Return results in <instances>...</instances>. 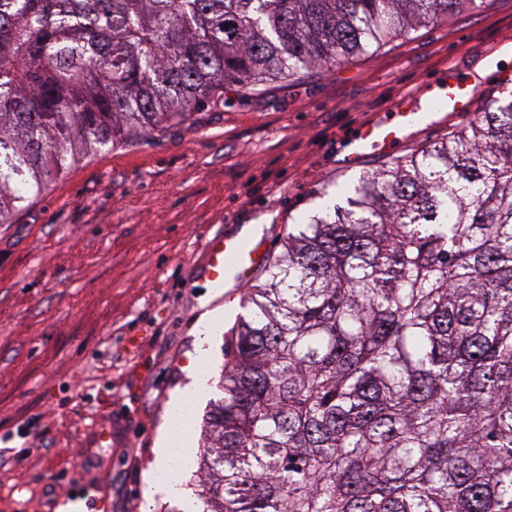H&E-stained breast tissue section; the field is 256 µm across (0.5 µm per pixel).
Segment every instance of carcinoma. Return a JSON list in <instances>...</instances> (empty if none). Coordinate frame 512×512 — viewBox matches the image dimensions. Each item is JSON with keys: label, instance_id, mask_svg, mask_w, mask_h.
<instances>
[{"label": "carcinoma", "instance_id": "cac0c4a2", "mask_svg": "<svg viewBox=\"0 0 512 512\" xmlns=\"http://www.w3.org/2000/svg\"><path fill=\"white\" fill-rule=\"evenodd\" d=\"M482 0H0V224L63 170ZM318 192L231 330L202 512H512V89Z\"/></svg>", "mask_w": 512, "mask_h": 512}]
</instances>
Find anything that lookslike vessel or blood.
I'll return each mask as SVG.
<instances>
[{"label": "vessel or blood", "instance_id": "vessel-or-blood-1", "mask_svg": "<svg viewBox=\"0 0 512 512\" xmlns=\"http://www.w3.org/2000/svg\"><path fill=\"white\" fill-rule=\"evenodd\" d=\"M480 92L479 86L451 85L443 89L436 101L439 110L451 114L472 111L473 102ZM391 109L400 113V125L371 123L360 129L356 139L358 146L345 160L346 166L360 165L367 153L387 155L398 140L406 137L411 126L423 120L420 112L406 110L403 102L392 103ZM204 274L209 282L218 287L243 288L251 283L255 272L271 260L268 249L262 248L253 237L240 239L221 235L208 239L204 248Z\"/></svg>", "mask_w": 512, "mask_h": 512}]
</instances>
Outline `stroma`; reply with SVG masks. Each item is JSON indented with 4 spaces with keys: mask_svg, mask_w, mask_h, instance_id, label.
I'll list each match as a JSON object with an SVG mask.
<instances>
[{
    "mask_svg": "<svg viewBox=\"0 0 512 512\" xmlns=\"http://www.w3.org/2000/svg\"><path fill=\"white\" fill-rule=\"evenodd\" d=\"M512 45V0L205 113L202 126L139 136L64 170L0 224V494L83 512H142L159 427L195 356L196 325L224 311L216 368L241 312L202 272L206 238L264 223L279 251L325 182H348L357 127L396 98L431 109L448 77L486 85V49Z\"/></svg>",
    "mask_w": 512,
    "mask_h": 512,
    "instance_id": "obj_1",
    "label": "stroma"
}]
</instances>
